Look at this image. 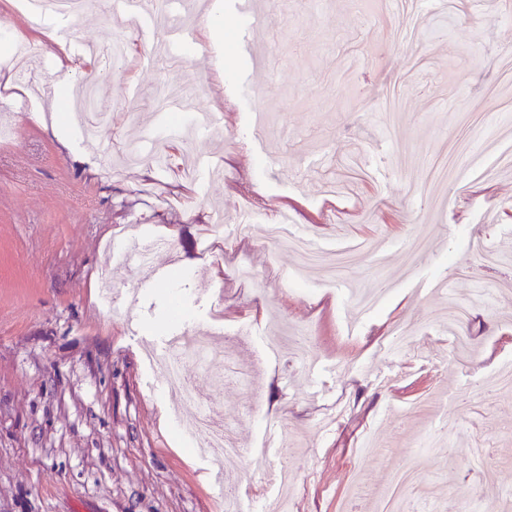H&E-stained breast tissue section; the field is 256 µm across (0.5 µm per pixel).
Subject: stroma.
<instances>
[{"instance_id":"obj_1","label":"stroma","mask_w":512,"mask_h":512,"mask_svg":"<svg viewBox=\"0 0 512 512\" xmlns=\"http://www.w3.org/2000/svg\"><path fill=\"white\" fill-rule=\"evenodd\" d=\"M254 2L263 24L245 52L232 0H183L192 40L168 70L147 60L169 42L168 17L144 0L151 42L127 23L126 58L98 84L111 120L93 141L76 119L60 137L40 120L51 83L31 94L25 73L0 86V512H217L210 462L181 437L176 399L146 352L185 322L208 330L214 358L208 367L187 358L186 374L204 396L219 395L233 439L257 451L223 480L251 512H268L280 494L271 447L291 473V512H372L409 465L403 512H448L452 493L512 512V393H483L512 370V297L471 307L461 356L434 288L444 279L462 297L512 276V168L494 163L512 147V0H453L444 12L414 0L413 21L385 23L379 0ZM215 10L225 52L201 27ZM118 23L91 0L64 19L67 46L83 53ZM23 39L40 33L22 0H0V47ZM246 77L268 86L251 105L240 95ZM168 83L187 89L211 125L144 140ZM463 138L478 150L457 158L451 181L430 179ZM133 145L148 163L122 166ZM244 210L258 218L246 241ZM283 211L326 264L346 242L364 248L339 279L298 270L263 236ZM415 233L424 250L409 268L404 243ZM144 238L169 240L159 255L167 277L124 269L113 286L138 290L139 302L105 314L110 269L128 240ZM383 280L379 305L357 308L353 289ZM394 321L409 336L397 353ZM274 333L311 336L309 355L293 345L270 353ZM228 364L247 384H219ZM367 435L378 453L363 460ZM435 435L443 447H428ZM476 435L489 451L480 470L470 462Z\"/></svg>"}]
</instances>
